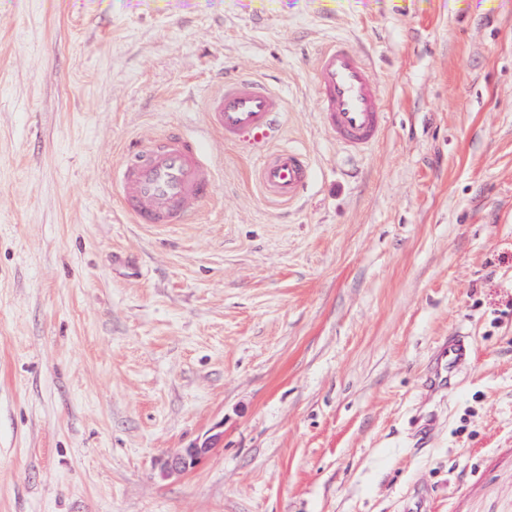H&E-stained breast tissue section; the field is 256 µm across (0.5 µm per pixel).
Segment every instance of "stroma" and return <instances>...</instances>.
<instances>
[{"label":"stroma","mask_w":512,"mask_h":512,"mask_svg":"<svg viewBox=\"0 0 512 512\" xmlns=\"http://www.w3.org/2000/svg\"><path fill=\"white\" fill-rule=\"evenodd\" d=\"M339 38L386 112L359 156L317 111ZM228 71L282 96L298 202L208 126ZM172 129L213 196L133 223L123 152ZM0 512H512V0H0ZM471 356V343L468 336L448 337V344L442 352V363L436 369V376L445 378L448 387L453 384L454 371ZM209 442L195 444L184 448L181 453L168 457L161 461L160 468L163 473H180L194 468L211 451Z\"/></svg>","instance_id":"stroma-1"}]
</instances>
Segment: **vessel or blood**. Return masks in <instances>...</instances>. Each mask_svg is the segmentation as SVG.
<instances>
[{"label":"vessel or blood","mask_w":512,"mask_h":512,"mask_svg":"<svg viewBox=\"0 0 512 512\" xmlns=\"http://www.w3.org/2000/svg\"><path fill=\"white\" fill-rule=\"evenodd\" d=\"M319 112L336 141L354 152L382 135L385 112L380 84L363 54L343 40L321 47L312 59ZM285 105L265 83L233 72L206 103V121L225 142L258 158L256 178L276 203L299 200L312 178V164L301 149L281 145ZM123 207L134 223L190 224L213 195L214 177L202 144L172 131L133 141L119 170ZM471 356L468 337H449L436 369L452 379Z\"/></svg>","instance_id":"1"}]
</instances>
